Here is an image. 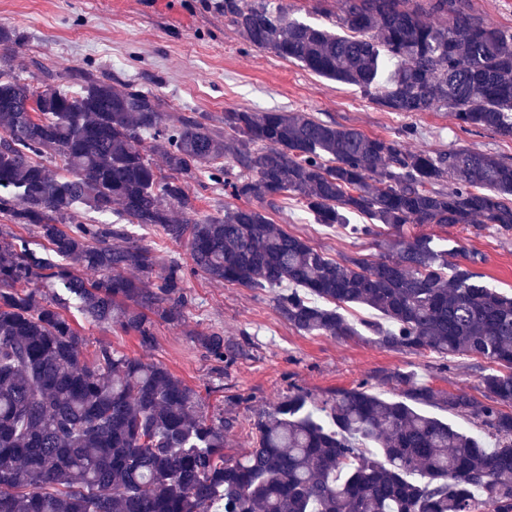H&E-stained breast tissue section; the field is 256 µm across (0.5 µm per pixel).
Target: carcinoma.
Wrapping results in <instances>:
<instances>
[{
    "label": "carcinoma",
    "instance_id": "1",
    "mask_svg": "<svg viewBox=\"0 0 512 512\" xmlns=\"http://www.w3.org/2000/svg\"><path fill=\"white\" fill-rule=\"evenodd\" d=\"M336 2L345 36L272 0H224V16L248 45L356 86L388 112L445 108L463 128L512 137V32L471 0ZM16 43L0 26V215L34 227L53 257L19 236L0 245V512H512V293L448 267L431 236L405 231L511 234V163L465 148L410 151L300 110H227L221 128L91 71L34 87L12 73ZM201 176L242 204L193 217L188 182ZM285 193L320 224L368 217L353 231H391V254L330 258L253 204ZM80 205L187 241L188 261L162 263L126 229L76 220ZM199 273L279 289V313L307 334L357 336L341 309L371 308L388 322L370 324L385 348L486 363L484 399L396 371L387 380L400 399L338 390L322 402L324 421L309 393L293 391L257 415L254 448L229 463L236 419L201 412L198 391L161 364L110 346L84 361L82 334L40 290H63L87 321L147 348L158 321L183 319L185 283ZM198 342L218 363L236 357L221 333ZM411 401L469 416L493 444Z\"/></svg>",
    "mask_w": 512,
    "mask_h": 512
}]
</instances>
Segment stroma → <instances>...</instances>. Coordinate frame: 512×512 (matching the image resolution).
Masks as SVG:
<instances>
[{
	"label": "stroma",
	"instance_id": "35a3bbf8",
	"mask_svg": "<svg viewBox=\"0 0 512 512\" xmlns=\"http://www.w3.org/2000/svg\"><path fill=\"white\" fill-rule=\"evenodd\" d=\"M1 25L21 37L13 64L27 80L40 65L62 74L90 69L113 85L131 83L159 96L167 111L203 113L216 123L229 109L303 110L399 140L409 150L468 148L512 163V139L494 131H463L443 109L401 115L384 111L355 86L246 45L224 15V0H0ZM268 214L332 258L354 255L375 261L383 253L377 240L317 223L290 195L277 197ZM413 231L447 239L450 263L468 266L490 286L512 292V235L461 225L421 224ZM186 289L192 305L184 319L159 323L148 348L120 328L89 324L77 309H69L68 316L87 340L84 357L109 345L164 364L200 393L208 415L235 418L238 426L224 441L226 458L246 454L253 446L254 418L296 388L323 399L363 382L393 399L399 389L386 376L401 370L447 392L483 394L484 365L470 357L391 350L369 334L340 340L302 333L280 316L269 288L197 275ZM214 332L238 346L236 359L219 363L207 356L198 339Z\"/></svg>",
	"mask_w": 512,
	"mask_h": 512
}]
</instances>
